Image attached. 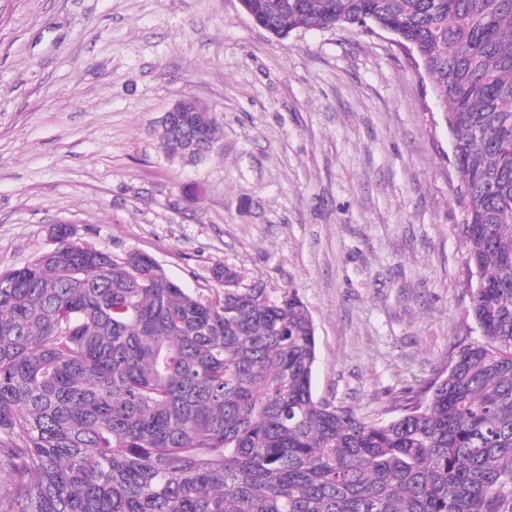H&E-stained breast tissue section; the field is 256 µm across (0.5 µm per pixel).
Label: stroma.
I'll return each instance as SVG.
<instances>
[{
    "label": "stroma",
    "instance_id": "35a3bbf8",
    "mask_svg": "<svg viewBox=\"0 0 512 512\" xmlns=\"http://www.w3.org/2000/svg\"><path fill=\"white\" fill-rule=\"evenodd\" d=\"M187 96L221 129L200 163L158 138ZM444 111L379 29L280 40L239 0H0V269L68 224L198 294L221 265L296 289L316 397L400 416L480 337Z\"/></svg>",
    "mask_w": 512,
    "mask_h": 512
}]
</instances>
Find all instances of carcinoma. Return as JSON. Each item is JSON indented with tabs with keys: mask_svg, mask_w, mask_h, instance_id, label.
<instances>
[{
	"mask_svg": "<svg viewBox=\"0 0 512 512\" xmlns=\"http://www.w3.org/2000/svg\"><path fill=\"white\" fill-rule=\"evenodd\" d=\"M292 32L411 43L447 105L471 314L424 401L392 420L315 396L312 316L217 266L207 298L150 256L53 247L0 270V512H512V0H248ZM196 141L158 138L202 161Z\"/></svg>",
	"mask_w": 512,
	"mask_h": 512,
	"instance_id": "1",
	"label": "carcinoma"
}]
</instances>
